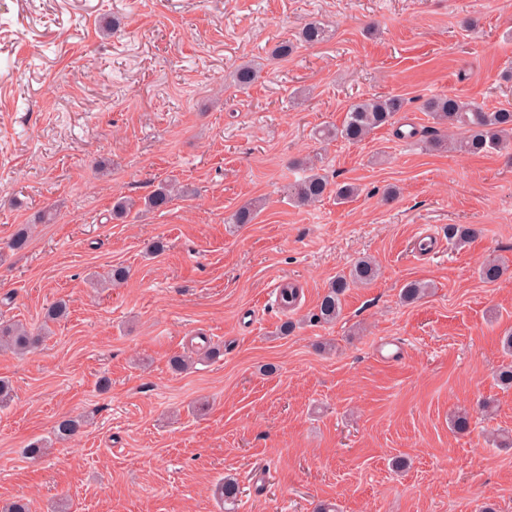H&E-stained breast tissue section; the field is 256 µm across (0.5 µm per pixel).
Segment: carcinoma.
<instances>
[{"mask_svg": "<svg viewBox=\"0 0 512 512\" xmlns=\"http://www.w3.org/2000/svg\"><path fill=\"white\" fill-rule=\"evenodd\" d=\"M326 37L325 26L312 21L307 23L301 33V42L313 46ZM259 76L258 64L248 61L241 64L233 73V81L239 86H248ZM405 102L398 96H371L352 103L341 126L320 131L326 140L343 139L349 143H358L366 139L375 129L395 123L396 115L402 111ZM421 110L430 113L437 124H445L464 130V135L452 143L453 148L466 155H477L500 151L512 143V108H500L487 112L475 102L463 100L456 95L442 94L432 96L421 104ZM302 165L307 175L300 181L288 186V196L299 206H308L321 201L325 196L334 193L340 201H350L358 193V188L350 183H333L320 172V168L312 161H304ZM178 189L176 185L163 182L144 199V208L162 209L168 205ZM448 239L464 244L476 234V228L469 224H450L446 227ZM504 272L502 265L496 260H487L479 268L480 276L487 282L498 280ZM377 275V268L369 258L359 259L349 274L339 276L331 282L318 305L315 319L322 323L335 321L341 314V297L346 290L355 285L370 283ZM129 277L125 267L112 269L105 280L93 281L96 288L119 286ZM430 284L422 281H411L403 286L402 298L414 302L428 293ZM45 337L43 331H32L19 322H0V351L26 352L38 347ZM80 428L75 419H63L54 430V440L35 439L24 448V454L37 460L47 454L53 442L65 441L74 436ZM218 492L224 503L233 505L237 501L239 486L232 477H227L218 486Z\"/></svg>", "mask_w": 512, "mask_h": 512, "instance_id": "cac0c4a2", "label": "carcinoma"}]
</instances>
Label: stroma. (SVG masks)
<instances>
[{
    "mask_svg": "<svg viewBox=\"0 0 512 512\" xmlns=\"http://www.w3.org/2000/svg\"><path fill=\"white\" fill-rule=\"evenodd\" d=\"M313 20L325 40L299 43ZM287 40L292 55L269 59ZM248 60L262 71L243 90L230 74ZM374 93L404 99L396 126L317 139ZM443 93L512 106V0H0V320L50 329L36 350L0 354L14 388L0 506L224 512L215 486L230 475L236 512H512V446L495 443L512 434V387L496 380L512 330V147H430L420 105ZM305 158L355 184L353 201L296 206ZM164 179L185 194L113 217ZM255 200L251 223H231ZM450 224L477 235L457 246ZM25 226L27 248L9 250ZM426 228L441 243L423 256ZM362 256L377 277L314 322ZM489 258L505 269L491 283ZM116 266L125 283L90 287ZM414 280L431 289L408 304ZM287 284L300 290L288 310L270 295ZM61 299L68 317L45 323ZM381 339L396 361L378 359ZM187 353L195 365L173 371ZM457 412L467 433L448 426ZM64 418L79 432L26 458Z\"/></svg>",
    "mask_w": 512,
    "mask_h": 512,
    "instance_id": "stroma-1",
    "label": "stroma"
}]
</instances>
